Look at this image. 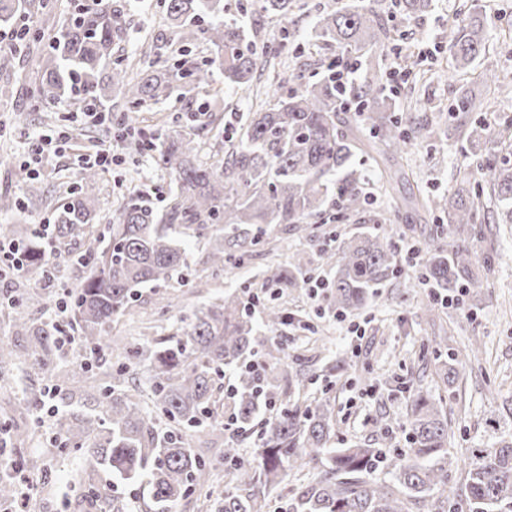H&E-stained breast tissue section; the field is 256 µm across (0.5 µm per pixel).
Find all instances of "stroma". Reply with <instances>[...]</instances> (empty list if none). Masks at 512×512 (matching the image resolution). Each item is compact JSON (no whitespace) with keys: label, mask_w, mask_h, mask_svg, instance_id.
<instances>
[{"label":"stroma","mask_w":512,"mask_h":512,"mask_svg":"<svg viewBox=\"0 0 512 512\" xmlns=\"http://www.w3.org/2000/svg\"><path fill=\"white\" fill-rule=\"evenodd\" d=\"M128 22L122 41L114 54L138 62L148 56L151 63L164 65L185 58L190 65L203 63L211 56L205 40H198L190 52H183L167 18L163 0H124ZM359 5L379 9L390 26L394 40L377 48L375 54L383 71H390L400 51L416 53L424 74L419 81H406L395 97L400 109L415 100L427 99L440 113L444 133L434 145H417L403 159L412 187L423 193L443 194L456 184L460 170L472 163L473 157L461 149L454 101L458 82L448 77V30L467 0H433L430 12L408 16L396 8L394 0H355ZM338 0H298V7L287 19L267 15L256 8L253 0H224V19L240 26L255 49H262L271 33L288 28L296 44L281 56L278 71L284 78L296 74L312 76L320 73L324 62L336 58L335 48L312 45V28L318 15L336 7ZM492 20L490 29V61L499 73H512V0H478ZM36 69L17 61L9 81L13 98L0 101V195L9 205L0 210V224L17 225L22 235H29L38 224H49L62 202L67 188L79 171L77 157L98 142L110 139L112 130L106 125H93L74 120L63 103H34L30 89L38 80ZM72 128L73 138L67 149L49 156L33 182H23L19 165L28 151L31 138ZM114 148L126 161L106 172L97 204L99 214L113 216L123 193L143 182H150L156 197H165L170 179L151 170V158L132 154L127 143ZM358 229L353 220H331L324 224L323 237L300 235L292 228L275 226L279 241L274 262L287 263L298 251L317 255L327 237L351 234ZM487 234L493 238L499 261L494 275L482 287L465 291L464 308L441 309L435 320L422 318L418 304L429 296L426 288H409L404 284H386L377 302L364 312L337 318L328 306H317L307 289L297 288L280 295L279 301L293 316L291 324L271 331L260 329L262 344H286L288 355L306 376V389L318 391L330 385V397L336 411V429L342 440H356L371 447H386L397 453L405 446L402 425L407 415V385L427 388L443 394L448 411V427L453 435V448L465 457L471 446L492 442L498 431L512 428V226L488 224ZM265 265L264 258H253L241 270L209 279L205 288L196 292L171 285L170 293L181 296L184 310L221 296L225 290L256 285ZM136 325L118 318L112 325L116 336L131 337L144 332L162 335L166 319L160 312V296L143 289L136 306ZM364 329L363 337L350 335L352 325ZM447 339L451 349L467 347L480 341L483 353L451 389H443L434 376L432 345ZM356 354L354 371H332L331 356ZM46 375L16 372L10 388L0 389V419L10 418L21 430H36L34 443L7 448L0 455V466L19 457L35 456L38 465L26 469L34 490L28 512H94L78 491L76 482L81 470L80 459L58 453L52 423L35 428L33 414L20 409L23 395L43 392ZM230 440L228 432L201 427L192 441L196 453L216 466L215 486L218 491L232 490L229 463L224 458Z\"/></svg>","instance_id":"stroma-1"}]
</instances>
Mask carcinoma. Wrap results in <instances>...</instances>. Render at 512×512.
<instances>
[{"label": "carcinoma", "instance_id": "cac0c4a2", "mask_svg": "<svg viewBox=\"0 0 512 512\" xmlns=\"http://www.w3.org/2000/svg\"><path fill=\"white\" fill-rule=\"evenodd\" d=\"M295 0H259L261 11L288 18ZM167 18L182 45L204 38L213 57L207 67L176 61L138 68L112 61V49L126 26L124 6L117 0H83L52 38L39 60V80L33 100L65 102L67 111H112V97L122 101L125 124L151 102L168 99L176 90L193 95L210 85L212 67L224 73V83L247 93L262 66L279 57L289 42V30L278 44L261 53L243 41L239 27L224 21V0H164ZM50 0H0V22L9 23L22 9L44 12ZM311 38L334 43L342 54L360 53L358 79H336L337 62L325 65L314 81L293 83L285 98L262 107L232 137L204 147L196 139L197 115L187 112L160 137L149 134L136 149L151 153L157 168L170 175L173 189L158 210L150 188L132 192L107 227V239L87 238L96 218L100 172L83 168L74 189L56 208L53 236L59 253L85 269L71 289L62 320L35 322L16 312L13 333L0 338V381L23 363L51 376L63 407L57 419L60 454L72 451L85 463L82 485L96 512H121L113 502L118 483L144 485L155 512L173 509L194 492L205 493L209 512H263L270 492H278L284 512H512V432L488 446L468 449L460 459L452 451L448 416L441 398L416 387L409 394L407 448L387 457L381 448L349 441L340 448L336 417L329 398L308 402L301 373L283 376L288 360L283 345L261 352L262 367L251 371L247 360L256 352L258 329L243 296L227 292L191 312L181 311L178 297L163 305L170 333L163 338H139L117 355L111 379L100 383L93 406L90 393L71 379L90 371L88 361L63 358L64 326L74 323L83 352L95 358L111 356L112 322L130 312L141 289L172 282L201 288L193 273L190 247L210 241L206 264L211 273H231L245 259L269 246L273 224H310L326 208L336 219L355 217L382 230H366L341 241L337 249L321 252L336 266L329 306L338 314L366 309L373 289L404 280L438 288L465 281L481 287L476 271L495 270L494 244L481 251L466 245L485 241L482 197L493 203L502 223L512 224V161L500 157L511 140L512 118L489 121L482 96L457 90L455 110L472 155L473 170L465 173L448 194L394 193L406 180L401 160L417 143L439 138L440 126L427 118L416 122L396 110L375 56L367 51L392 39V31L371 6L343 4L318 16ZM452 77L465 79L478 59L490 54L486 17L474 7L459 14L448 35ZM361 155L374 165L373 176L354 167ZM391 196L393 212L410 224L413 218L434 225L432 238L416 271L403 263L394 242L391 213L373 207L371 190ZM312 259L297 253L288 266L270 265L261 272L266 295L263 323L275 329L288 322V312L276 294L298 288ZM11 308L40 306L44 297L24 288L4 295ZM482 347L443 353L439 376L452 386ZM234 371L231 421L237 432L254 428L256 419L272 410L254 438L250 461L225 449L231 482L244 493L212 497L205 492L212 463L190 446L192 432L215 415L217 379ZM142 372L149 386H129V377ZM308 464L323 469L305 485H291L286 470ZM388 479H371L381 466Z\"/></svg>", "mask_w": 512, "mask_h": 512}]
</instances>
